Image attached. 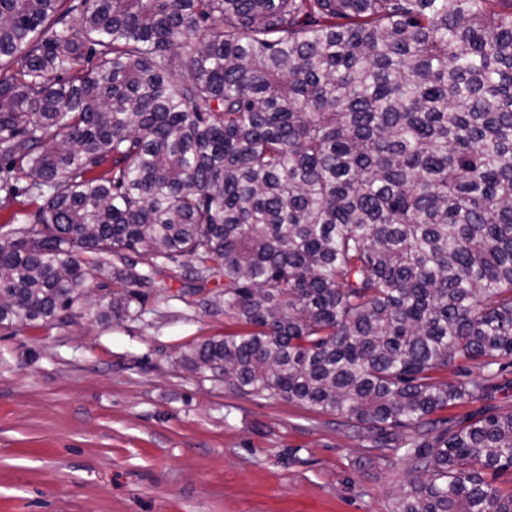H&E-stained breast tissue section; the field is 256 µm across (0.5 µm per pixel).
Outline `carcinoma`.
I'll return each instance as SVG.
<instances>
[{
	"label": "carcinoma",
	"mask_w": 512,
	"mask_h": 512,
	"mask_svg": "<svg viewBox=\"0 0 512 512\" xmlns=\"http://www.w3.org/2000/svg\"><path fill=\"white\" fill-rule=\"evenodd\" d=\"M0 70V328L178 282L248 327L185 368L406 449L397 512H512V0H0Z\"/></svg>",
	"instance_id": "carcinoma-1"
}]
</instances>
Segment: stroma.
<instances>
[{"mask_svg": "<svg viewBox=\"0 0 512 512\" xmlns=\"http://www.w3.org/2000/svg\"><path fill=\"white\" fill-rule=\"evenodd\" d=\"M241 331L187 295L0 328V512H395L403 452L182 366L185 345Z\"/></svg>", "mask_w": 512, "mask_h": 512, "instance_id": "obj_1", "label": "stroma"}]
</instances>
